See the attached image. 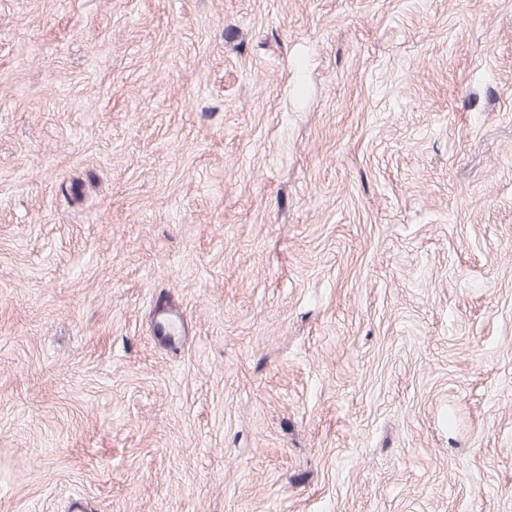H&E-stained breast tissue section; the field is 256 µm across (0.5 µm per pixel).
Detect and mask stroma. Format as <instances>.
Here are the masks:
<instances>
[{"label": "stroma", "instance_id": "1", "mask_svg": "<svg viewBox=\"0 0 512 512\" xmlns=\"http://www.w3.org/2000/svg\"><path fill=\"white\" fill-rule=\"evenodd\" d=\"M78 501L512 512V0H0V512Z\"/></svg>", "mask_w": 512, "mask_h": 512}]
</instances>
